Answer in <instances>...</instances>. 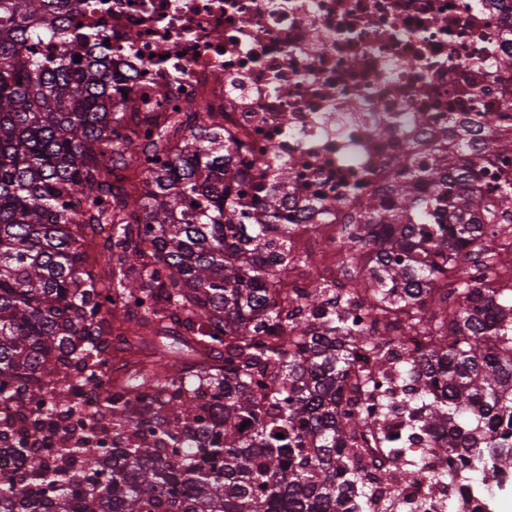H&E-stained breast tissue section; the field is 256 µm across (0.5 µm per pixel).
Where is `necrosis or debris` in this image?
<instances>
[{"label": "necrosis or debris", "instance_id": "1", "mask_svg": "<svg viewBox=\"0 0 512 512\" xmlns=\"http://www.w3.org/2000/svg\"><path fill=\"white\" fill-rule=\"evenodd\" d=\"M70 16L110 31L126 109L223 113L232 194L260 196L244 159L288 165L300 191L284 209L330 243L379 235L360 215L398 156L431 166L451 121L512 129V0H74ZM404 496L461 502L444 469Z\"/></svg>", "mask_w": 512, "mask_h": 512}]
</instances>
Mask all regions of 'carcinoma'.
I'll return each instance as SVG.
<instances>
[{
	"instance_id": "carcinoma-1",
	"label": "carcinoma",
	"mask_w": 512,
	"mask_h": 512,
	"mask_svg": "<svg viewBox=\"0 0 512 512\" xmlns=\"http://www.w3.org/2000/svg\"><path fill=\"white\" fill-rule=\"evenodd\" d=\"M70 2L0 0V403L35 404L23 427L0 417L23 460L0 464V512H389L379 490L418 481L409 446L433 429L424 456L491 512L469 478L512 480V277L488 248L512 238V176L491 198L479 173L482 152L512 161L497 118L426 171L398 158L364 215L389 231L345 252L357 284L282 288L288 166H259L270 190L241 212L224 113L134 112L124 131L109 38L72 33ZM43 37L60 51L36 55ZM112 350L136 369L85 412ZM393 374L405 425L377 455L385 410L361 400Z\"/></svg>"
}]
</instances>
